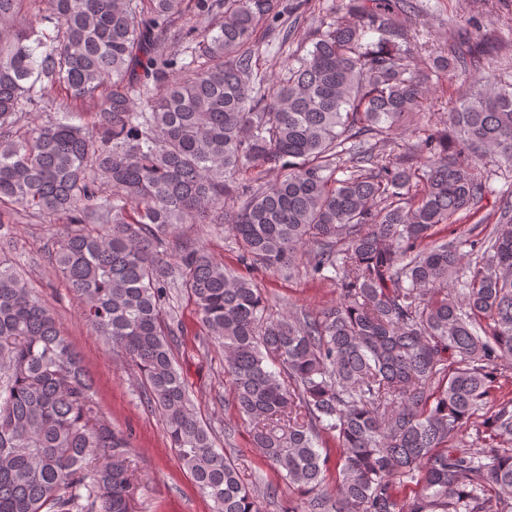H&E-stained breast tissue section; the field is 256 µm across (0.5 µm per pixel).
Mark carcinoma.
I'll use <instances>...</instances> for the list:
<instances>
[{"instance_id": "obj_1", "label": "carcinoma", "mask_w": 512, "mask_h": 512, "mask_svg": "<svg viewBox=\"0 0 512 512\" xmlns=\"http://www.w3.org/2000/svg\"><path fill=\"white\" fill-rule=\"evenodd\" d=\"M25 1L35 19L19 24ZM308 4L0 0V204L63 226L52 268L137 368L212 512H263L282 483L304 497L288 512H512V397L478 415L512 369V201L466 254L437 238L479 212L480 160L512 161V85L483 72L448 120L424 113L418 142L386 154L429 92L407 5L349 0L353 19L321 23L268 76L257 34L288 44ZM483 55L466 34L428 60L451 74ZM54 88L90 121L17 126ZM183 224L225 227L240 262L268 271H294L312 244L307 269L339 299L275 315L256 281L182 242ZM179 286L275 483L244 482L195 410L168 315ZM470 426L479 453L452 444ZM133 475L53 311L0 256V512H132Z\"/></svg>"}]
</instances>
